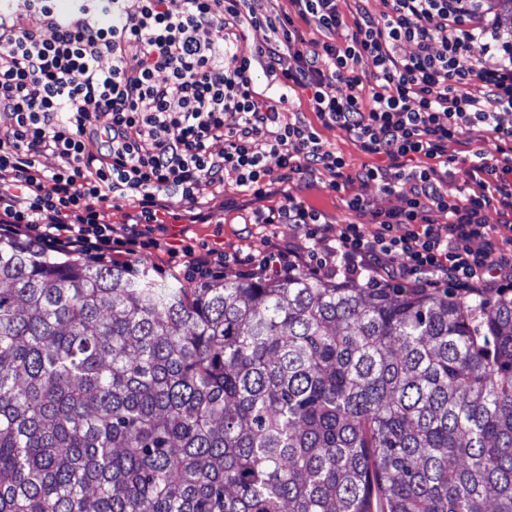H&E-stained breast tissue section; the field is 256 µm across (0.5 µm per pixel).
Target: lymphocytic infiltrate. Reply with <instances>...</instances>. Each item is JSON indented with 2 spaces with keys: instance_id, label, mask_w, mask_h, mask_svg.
Instances as JSON below:
<instances>
[{
  "instance_id": "obj_1",
  "label": "lymphocytic infiltrate",
  "mask_w": 512,
  "mask_h": 512,
  "mask_svg": "<svg viewBox=\"0 0 512 512\" xmlns=\"http://www.w3.org/2000/svg\"><path fill=\"white\" fill-rule=\"evenodd\" d=\"M262 2L1 6L0 115L9 123L0 126V238L130 268L149 251L160 266L206 280L228 259L223 244L191 252L170 239L169 224L208 223L198 189L223 188L231 174L258 203L243 223L304 230L299 241L269 243L241 279L285 280L307 267L324 281L364 277L376 287L512 286V239L488 222L493 214L512 223V38L500 31L498 0H383L379 16L365 0H353L348 16L339 0H288L280 12ZM31 12L40 30L24 26ZM202 30L216 39H200ZM257 31L242 55L240 42ZM477 41L482 56L461 67ZM261 70L279 96L260 92ZM297 91L314 121L285 116ZM320 124L379 164L351 168L321 143ZM472 126L488 132L491 150L462 149ZM47 155L57 160L49 171ZM458 163L470 164L474 182L460 199L442 189ZM321 170L354 221L332 224L306 199ZM291 182L298 193L278 192ZM357 182L375 184L387 204L350 193ZM106 205L121 211L120 225L100 222Z\"/></svg>"
}]
</instances>
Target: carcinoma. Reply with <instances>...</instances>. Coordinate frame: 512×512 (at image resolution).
I'll return each mask as SVG.
<instances>
[{"instance_id":"cac0c4a2","label":"carcinoma","mask_w":512,"mask_h":512,"mask_svg":"<svg viewBox=\"0 0 512 512\" xmlns=\"http://www.w3.org/2000/svg\"><path fill=\"white\" fill-rule=\"evenodd\" d=\"M0 512H512V297L0 240Z\"/></svg>"}]
</instances>
